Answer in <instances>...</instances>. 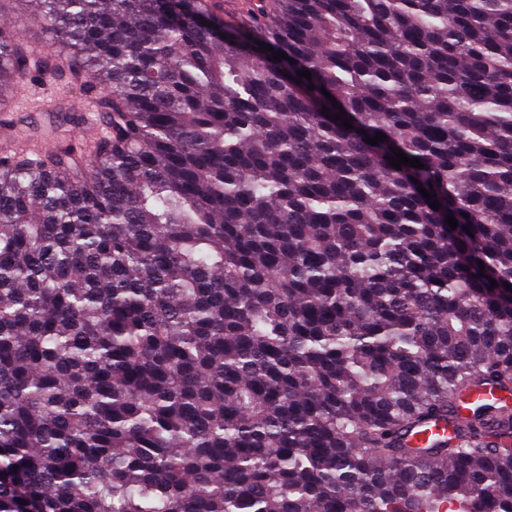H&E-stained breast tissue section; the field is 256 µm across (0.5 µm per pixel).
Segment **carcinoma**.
<instances>
[{"instance_id":"1","label":"carcinoma","mask_w":512,"mask_h":512,"mask_svg":"<svg viewBox=\"0 0 512 512\" xmlns=\"http://www.w3.org/2000/svg\"><path fill=\"white\" fill-rule=\"evenodd\" d=\"M6 3L0 512H512V0ZM41 80L44 84L41 89H34L29 77L21 80V94L17 99L22 98V102L19 105L28 109L36 108V111L41 112H14V131L3 144L0 137V150L2 147L3 150L23 148L39 152L44 149L48 140L56 145L79 141L90 148L93 145L92 137L95 136L93 131L89 130L87 125H77L76 121L63 122L62 120L65 113H79L72 112L78 110L74 103L83 99L79 88H67L57 83L50 72L44 74ZM41 104H47L48 107L37 108Z\"/></svg>"}]
</instances>
